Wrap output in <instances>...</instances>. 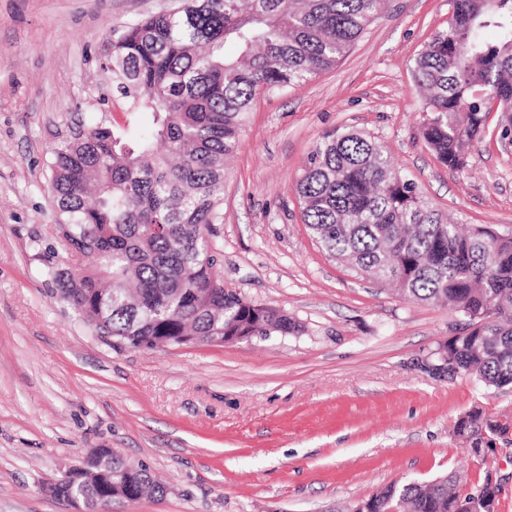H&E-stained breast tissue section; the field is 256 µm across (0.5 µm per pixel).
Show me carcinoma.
<instances>
[{
  "label": "carcinoma",
  "mask_w": 512,
  "mask_h": 512,
  "mask_svg": "<svg viewBox=\"0 0 512 512\" xmlns=\"http://www.w3.org/2000/svg\"><path fill=\"white\" fill-rule=\"evenodd\" d=\"M386 0H180L110 32L103 69L128 114H151L131 136L97 125L52 149L55 225L72 265L48 274L60 299L112 346L153 349L165 338L268 339L299 330L288 315L224 288L210 245L224 223L226 163L238 150L251 104L335 66L381 16ZM232 43L236 51H227ZM425 92L423 140L451 170L466 165L491 101L512 112V0H452L448 28L415 59ZM484 91L486 97L475 92ZM302 220L320 246L359 275L392 283L409 299L442 302L464 318L440 354L453 376L486 387L512 386V236L468 233L401 175L374 139L329 135L295 182ZM501 423L479 411L455 433L473 454ZM127 460L112 453L108 472H89L88 495L118 512L148 493L165 496L147 467L120 481ZM479 480L461 492L454 475L421 486H388L370 496L372 512H465Z\"/></svg>",
  "instance_id": "cac0c4a2"
}]
</instances>
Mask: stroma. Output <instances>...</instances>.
<instances>
[{
    "label": "stroma",
    "mask_w": 512,
    "mask_h": 512,
    "mask_svg": "<svg viewBox=\"0 0 512 512\" xmlns=\"http://www.w3.org/2000/svg\"><path fill=\"white\" fill-rule=\"evenodd\" d=\"M176 0H0V512H77L50 484L98 448L166 485L120 512H351L380 488L484 471L454 435L472 410L512 420V389L436 374L448 308L400 297L331 257L294 183L327 135L377 140L462 226L512 234V140L495 112L463 169L439 163L412 75L451 0H389L340 63L259 94L224 182L212 247L225 288L294 318L268 340L111 347L60 300L52 148L124 123L102 69L109 31Z\"/></svg>",
    "instance_id": "obj_1"
}]
</instances>
